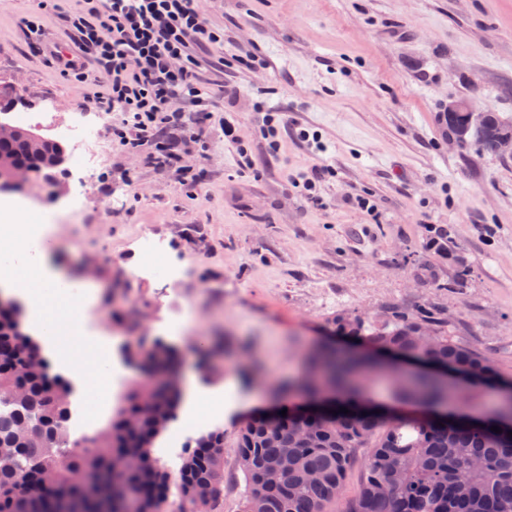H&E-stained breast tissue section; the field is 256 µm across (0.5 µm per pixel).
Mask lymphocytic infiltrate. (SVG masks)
I'll use <instances>...</instances> for the list:
<instances>
[{
    "label": "lymphocytic infiltrate",
    "mask_w": 512,
    "mask_h": 512,
    "mask_svg": "<svg viewBox=\"0 0 512 512\" xmlns=\"http://www.w3.org/2000/svg\"><path fill=\"white\" fill-rule=\"evenodd\" d=\"M67 16L77 53L53 51L61 74L89 80L85 59H94L107 80L104 109L118 112L114 133L129 153L148 150L159 166L179 168L181 153L172 134L194 141L198 127L211 119L197 50L222 56L224 39L198 8V0H83ZM181 100L183 109L172 107Z\"/></svg>",
    "instance_id": "1"
}]
</instances>
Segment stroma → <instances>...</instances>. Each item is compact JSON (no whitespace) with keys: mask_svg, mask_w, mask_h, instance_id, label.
<instances>
[{"mask_svg":"<svg viewBox=\"0 0 512 512\" xmlns=\"http://www.w3.org/2000/svg\"><path fill=\"white\" fill-rule=\"evenodd\" d=\"M224 34V69L203 71V88L231 80L214 100L213 125L182 156L199 178L181 186L172 170L118 149L101 82L62 77L50 50H74L61 12L25 22L33 0H0V98L57 138L74 119L101 131L91 170L68 161L62 192L27 183L24 196L55 210L54 263L91 297L84 335L124 351L136 319L144 344L174 348L180 368H198L202 335L220 355L204 368L227 385L247 359L265 380L250 384L257 411L271 408L265 383L304 371L306 352L327 341V322L346 309L370 317L428 302L452 335L492 359L512 381V157L451 143L449 100L466 96L512 124V0H202ZM253 54V68L237 58ZM288 124L277 149L260 109ZM0 115L10 122L14 114ZM233 118L238 145L218 128ZM319 134L312 152L294 128ZM250 167H242L241 154ZM333 170L309 207L296 181ZM372 210L361 209L359 198ZM448 230L449 258L427 248L428 225ZM158 238L177 279L144 271L138 236ZM461 288L441 289L459 266ZM246 413L221 416L224 512H240L243 475L235 433Z\"/></svg>","mask_w":512,"mask_h":512,"instance_id":"obj_1","label":"stroma"}]
</instances>
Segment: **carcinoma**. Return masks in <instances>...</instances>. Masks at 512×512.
<instances>
[{
	"instance_id": "obj_1",
	"label": "carcinoma",
	"mask_w": 512,
	"mask_h": 512,
	"mask_svg": "<svg viewBox=\"0 0 512 512\" xmlns=\"http://www.w3.org/2000/svg\"><path fill=\"white\" fill-rule=\"evenodd\" d=\"M489 129L474 143L492 153L491 137L509 128L488 111ZM61 143L30 128L0 141V181L14 167L36 176L52 170L48 161ZM330 330L406 359L425 358L462 378L450 386L433 371L410 374L386 368L394 399L436 408L462 394L494 386L493 362L448 334V323L431 307L414 314L393 310L369 319L341 311ZM133 334L128 360L144 370L112 422L93 435L70 438L69 380L52 372L50 360L24 330L22 313L0 301V512H168L170 477L152 459V441L174 419L179 397L176 351L158 343L146 349ZM377 360L332 346L311 351L301 378L274 383L277 398L297 391L309 399L325 389L344 393L336 407L349 413L289 409L270 426L262 416L246 421L235 436L244 489L240 512H336L355 453L370 449L362 489L345 512H512V437L477 429L467 421L451 425L413 416L386 417L365 408V380ZM288 470L273 482L268 472ZM92 474L112 487L107 507L81 497L77 475ZM181 494L177 512H194L207 500L210 512L224 503V431L195 440L175 476Z\"/></svg>"
}]
</instances>
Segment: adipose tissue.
I'll return each instance as SVG.
<instances>
[{
    "label": "adipose tissue",
    "instance_id": "ef3b65f1",
    "mask_svg": "<svg viewBox=\"0 0 512 512\" xmlns=\"http://www.w3.org/2000/svg\"><path fill=\"white\" fill-rule=\"evenodd\" d=\"M0 207L10 221L0 225V256L10 263L16 287L29 313L39 318L38 335L43 340L52 337L55 315L50 310L52 300L70 302L71 284L63 272L52 268L45 242L50 241L53 226L48 211H41L37 223L26 220L28 211L16 199L0 200Z\"/></svg>",
    "mask_w": 512,
    "mask_h": 512
}]
</instances>
